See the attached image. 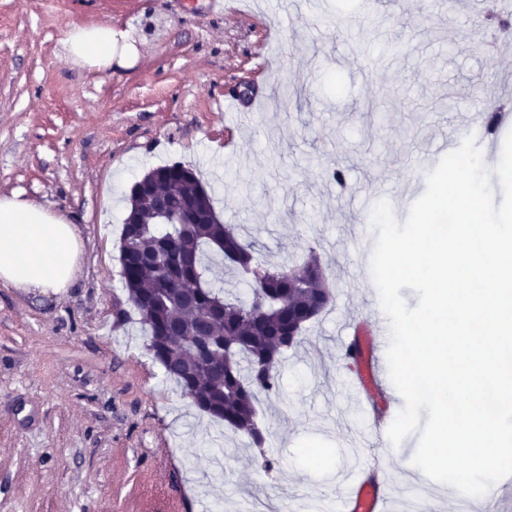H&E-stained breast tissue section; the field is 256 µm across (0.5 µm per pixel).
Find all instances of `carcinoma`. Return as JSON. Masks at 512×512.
I'll use <instances>...</instances> for the list:
<instances>
[{"mask_svg":"<svg viewBox=\"0 0 512 512\" xmlns=\"http://www.w3.org/2000/svg\"><path fill=\"white\" fill-rule=\"evenodd\" d=\"M153 178L122 224L120 277L148 335V350L203 415L248 436L265 437L256 421L259 395L279 392L285 352L331 302L315 251L288 267H267L232 224L216 215L212 195L180 163ZM221 264L248 286L228 298L207 279Z\"/></svg>","mask_w":512,"mask_h":512,"instance_id":"obj_1","label":"carcinoma"}]
</instances>
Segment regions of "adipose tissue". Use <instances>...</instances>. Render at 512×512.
I'll return each instance as SVG.
<instances>
[{
	"mask_svg": "<svg viewBox=\"0 0 512 512\" xmlns=\"http://www.w3.org/2000/svg\"><path fill=\"white\" fill-rule=\"evenodd\" d=\"M63 46L73 61L103 72L138 58L135 40L106 23L68 30ZM79 250L76 227L67 218L19 194L0 197V283L60 291L77 277Z\"/></svg>",
	"mask_w": 512,
	"mask_h": 512,
	"instance_id": "1",
	"label": "adipose tissue"
}]
</instances>
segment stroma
I'll use <instances>...</instances> for the list:
<instances>
[{"mask_svg": "<svg viewBox=\"0 0 512 512\" xmlns=\"http://www.w3.org/2000/svg\"><path fill=\"white\" fill-rule=\"evenodd\" d=\"M103 22L140 39L129 69L72 62L66 31ZM263 110L225 97L244 74ZM512 106V35L466 0H0V196L75 224L80 273L60 292L0 284V512H333L351 467L372 463L399 512H474L419 479V436H368L347 390L342 325L379 309L370 212L398 221L424 192L414 161L455 134L480 93ZM193 168L221 220L281 267L315 249L333 300L285 353L257 421L272 470L242 434L200 416L147 349L120 280L131 186ZM348 170V188L327 171ZM359 448L345 447L349 434Z\"/></svg>", "mask_w": 512, "mask_h": 512, "instance_id": "stroma-1", "label": "stroma"}]
</instances>
